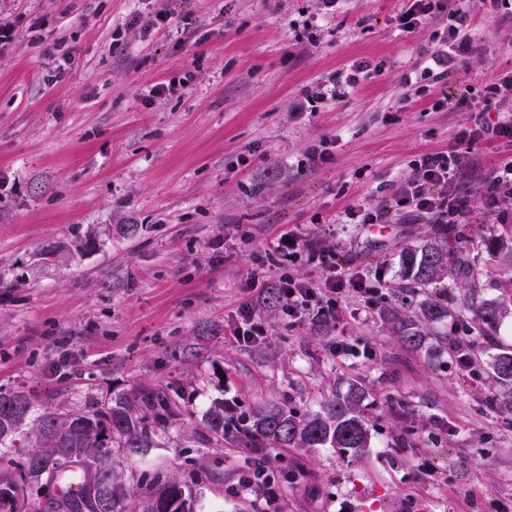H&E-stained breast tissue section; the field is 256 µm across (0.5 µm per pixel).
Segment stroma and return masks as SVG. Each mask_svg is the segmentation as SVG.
<instances>
[{"instance_id":"stroma-1","label":"stroma","mask_w":512,"mask_h":512,"mask_svg":"<svg viewBox=\"0 0 512 512\" xmlns=\"http://www.w3.org/2000/svg\"><path fill=\"white\" fill-rule=\"evenodd\" d=\"M402 5L342 0L324 17L318 0H0V391L34 404L0 447V469L24 462L44 413L102 410L151 387L171 413L146 455L113 449L128 487L174 477L190 485L195 512H254V495L231 488L257 456L213 439L211 402L240 419L266 403L311 412L356 386L370 448L271 449L276 469L303 473L282 486L284 512L512 502V413L486 402L500 388L493 359L512 346V309L494 345L478 349V382L450 352L476 339L470 320L449 310L411 350L390 319L423 300L401 255L430 240L464 244L472 270L438 291L499 299L512 223H494L478 199L511 151L471 148L458 177L476 201L467 223L338 225L328 247L376 289L347 298L344 320L289 326L267 281L249 279L282 230L379 205L387 185L416 177L415 159L473 125L474 113L431 111L441 90L477 91L512 70L502 9L474 22L473 52L446 84L401 102L403 79L433 50L431 27L399 31ZM365 60L382 76L336 105L295 111L303 90ZM314 145L332 159L312 170L301 161ZM255 298L266 336L237 341V311ZM339 342L347 356L336 357Z\"/></svg>"}]
</instances>
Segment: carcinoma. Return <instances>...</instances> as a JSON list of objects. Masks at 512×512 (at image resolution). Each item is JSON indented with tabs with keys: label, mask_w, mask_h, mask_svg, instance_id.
<instances>
[{
	"label": "carcinoma",
	"mask_w": 512,
	"mask_h": 512,
	"mask_svg": "<svg viewBox=\"0 0 512 512\" xmlns=\"http://www.w3.org/2000/svg\"><path fill=\"white\" fill-rule=\"evenodd\" d=\"M462 253L461 249L450 253L443 242L435 240L407 249L402 263L408 277L426 288L450 275L469 276L471 270ZM509 303L512 281L502 286L501 299L494 303L478 305L468 297L463 298L460 312L473 315L479 325L491 328ZM447 314L448 309L439 298L428 297L417 315L397 316L395 323L401 339L414 348L420 336L417 322H437ZM493 369L498 381L511 385L502 393L499 404L512 410L511 349L495 357ZM139 401L142 407L155 411V423L137 415L133 406L120 399L105 411L43 418L39 432L42 448L28 456L23 473L18 477L7 469L0 473V512H43L41 502L20 500L17 480L29 478L54 484L65 464L74 459L84 463L83 481L75 490L62 487L52 495L53 512H127L134 496L143 504L141 512H194L186 484L159 479L135 493L112 461L114 442L130 457L156 447V428L167 417L165 399L147 390L140 392ZM32 407V400L24 394L0 392V445L20 428ZM204 422L216 439L242 434L250 439L252 447L261 450L270 446L305 451L330 447L359 452L371 447L356 389L303 418L272 403L257 408L248 420L241 419L233 426L226 416L224 402L217 400L207 410Z\"/></svg>",
	"instance_id": "1"
}]
</instances>
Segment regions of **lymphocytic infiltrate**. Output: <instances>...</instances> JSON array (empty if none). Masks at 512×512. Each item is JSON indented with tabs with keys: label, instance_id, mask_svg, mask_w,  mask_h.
<instances>
[{
	"label": "lymphocytic infiltrate",
	"instance_id": "lymphocytic-infiltrate-1",
	"mask_svg": "<svg viewBox=\"0 0 512 512\" xmlns=\"http://www.w3.org/2000/svg\"><path fill=\"white\" fill-rule=\"evenodd\" d=\"M511 1L404 0L397 17L399 28L410 33L420 26H431L434 50L418 78H404L402 100L411 101L416 80L441 82L454 68L466 62L471 53L467 31L475 15L492 16ZM432 108L436 111L447 108L457 112H477L481 119L472 126L461 127L449 150L421 155L415 162L417 178L391 187L380 206L369 207L363 203L349 206L340 222L393 224L405 212L431 224L466 223L477 202L459 190L457 177L474 144L503 143L512 147V72L486 81L477 93L466 88L453 96L440 94ZM335 225L331 222L319 225L317 231L307 237L298 228H288L273 240L266 275L273 278L275 288L286 298L289 316L304 311L313 320L333 323L344 318L346 297L373 295V287L333 252L323 257L326 268L323 280L280 276L282 266L295 261L300 250H313L316 242L334 236ZM240 485L257 492L258 512H283L282 494L272 465L256 466L249 475L242 477Z\"/></svg>",
	"mask_w": 512,
	"mask_h": 512
}]
</instances>
